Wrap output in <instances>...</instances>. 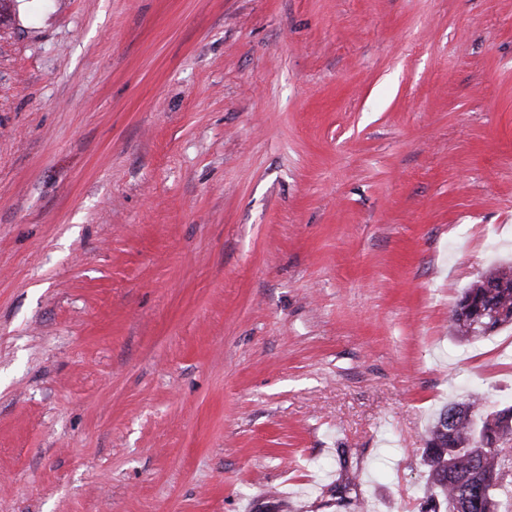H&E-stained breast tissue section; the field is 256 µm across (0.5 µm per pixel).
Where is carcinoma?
I'll list each match as a JSON object with an SVG mask.
<instances>
[{
    "instance_id": "cac0c4a2",
    "label": "carcinoma",
    "mask_w": 512,
    "mask_h": 512,
    "mask_svg": "<svg viewBox=\"0 0 512 512\" xmlns=\"http://www.w3.org/2000/svg\"><path fill=\"white\" fill-rule=\"evenodd\" d=\"M452 313L449 331L460 341L512 326V263L479 276ZM485 401L474 392L443 407L428 426L419 512H500L503 464L493 445L512 439V404L488 412Z\"/></svg>"
}]
</instances>
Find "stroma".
Segmentation results:
<instances>
[{"label":"stroma","mask_w":512,"mask_h":512,"mask_svg":"<svg viewBox=\"0 0 512 512\" xmlns=\"http://www.w3.org/2000/svg\"><path fill=\"white\" fill-rule=\"evenodd\" d=\"M0 1V512H418L512 0Z\"/></svg>","instance_id":"stroma-1"}]
</instances>
